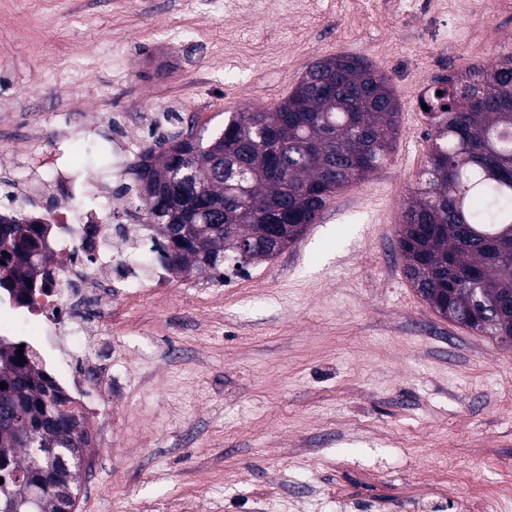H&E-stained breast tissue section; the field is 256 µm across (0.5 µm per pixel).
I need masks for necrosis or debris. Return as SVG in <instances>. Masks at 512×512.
<instances>
[{"label":"necrosis or debris","mask_w":512,"mask_h":512,"mask_svg":"<svg viewBox=\"0 0 512 512\" xmlns=\"http://www.w3.org/2000/svg\"><path fill=\"white\" fill-rule=\"evenodd\" d=\"M120 132L97 126L93 132L112 153V182L104 184L85 174L71 156L77 146L69 120L58 121L56 138L61 146L43 152L40 137L29 133L23 163L26 180L14 192L40 209L38 232L51 260L25 300L8 295L0 300V334L19 337L42 347L46 371L70 399L69 405L84 415L109 416L107 406H95V392L112 383L111 365L102 363L93 348L98 342L91 316L107 292L124 289L137 297L151 282L166 281L160 257L148 264L132 260L146 251L136 204L126 189L132 160L145 151L150 139L163 132L164 118L151 117L137 133H127L128 117L116 119ZM121 204L125 217L111 223V203Z\"/></svg>","instance_id":"4bbe7bcc"}]
</instances>
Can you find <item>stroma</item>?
<instances>
[{"instance_id": "35a3bbf8", "label": "stroma", "mask_w": 512, "mask_h": 512, "mask_svg": "<svg viewBox=\"0 0 512 512\" xmlns=\"http://www.w3.org/2000/svg\"><path fill=\"white\" fill-rule=\"evenodd\" d=\"M0 0V98L42 116L73 101L185 112L220 133L270 108L315 61L364 56L400 106L388 163L344 188L275 256L205 282L171 277L161 309L112 326V449H88L75 512H336L344 498L405 512L448 472L488 507L512 480V345L441 318L404 274L398 223L424 167L429 78L512 46V0ZM24 139L0 116V181L23 176ZM428 458L429 470L416 466Z\"/></svg>"}]
</instances>
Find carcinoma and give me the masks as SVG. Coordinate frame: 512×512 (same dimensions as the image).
I'll list each match as a JSON object with an SVG mask.
<instances>
[{
    "label": "carcinoma",
    "mask_w": 512,
    "mask_h": 512,
    "mask_svg": "<svg viewBox=\"0 0 512 512\" xmlns=\"http://www.w3.org/2000/svg\"><path fill=\"white\" fill-rule=\"evenodd\" d=\"M420 102L429 129L426 163L405 200L398 246L404 273L437 314L481 336H512V49L465 75L438 76ZM399 102L388 77L362 56L314 62L274 108L236 112L224 131H179L134 163L146 230L167 239L164 263L197 280H224L274 253L268 224L288 212L281 247L295 242L344 187L388 161ZM49 257L33 224L0 221V290L22 299ZM0 512L12 493L57 512L78 494L77 457L88 446L66 423L75 414L42 368L0 342ZM55 448L71 476L43 489L28 468Z\"/></svg>",
    "instance_id": "cac0c4a2"
}]
</instances>
